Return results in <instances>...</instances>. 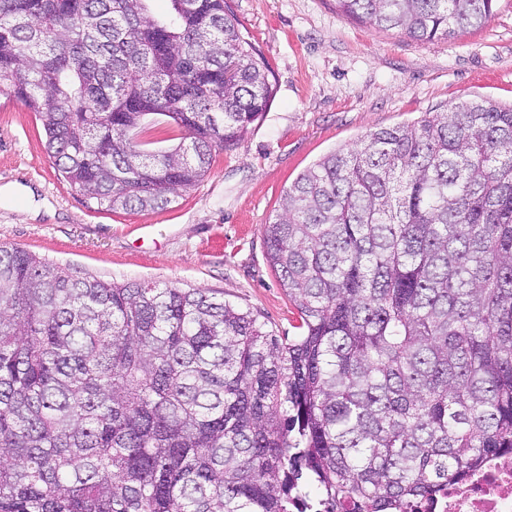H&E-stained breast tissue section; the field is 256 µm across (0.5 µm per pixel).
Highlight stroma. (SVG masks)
Masks as SVG:
<instances>
[{"instance_id":"obj_1","label":"stroma","mask_w":512,"mask_h":512,"mask_svg":"<svg viewBox=\"0 0 512 512\" xmlns=\"http://www.w3.org/2000/svg\"><path fill=\"white\" fill-rule=\"evenodd\" d=\"M226 3L264 53L275 96L263 120L165 208L96 209L59 175L35 112L0 88V246L77 276L221 294L293 336L297 311L264 238L284 189L372 131L464 99L512 105V0H496L481 26L432 41L344 18L336 0Z\"/></svg>"}]
</instances>
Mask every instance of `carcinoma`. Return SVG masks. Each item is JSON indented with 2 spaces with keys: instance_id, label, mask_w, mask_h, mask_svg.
<instances>
[{
  "instance_id": "carcinoma-1",
  "label": "carcinoma",
  "mask_w": 512,
  "mask_h": 512,
  "mask_svg": "<svg viewBox=\"0 0 512 512\" xmlns=\"http://www.w3.org/2000/svg\"><path fill=\"white\" fill-rule=\"evenodd\" d=\"M0 0V81L63 179L152 211L268 111L225 0ZM495 0H336L417 40ZM165 123L179 142L149 150ZM283 341L201 289L77 277L0 247V512H405L512 451V106L460 101L283 191Z\"/></svg>"
}]
</instances>
